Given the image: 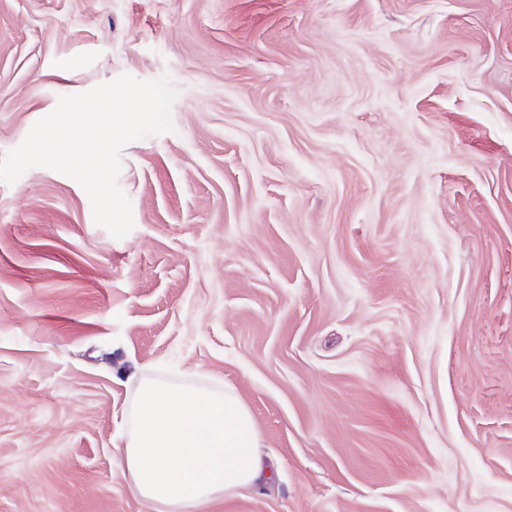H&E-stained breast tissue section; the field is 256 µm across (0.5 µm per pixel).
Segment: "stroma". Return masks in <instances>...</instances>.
<instances>
[{
  "mask_svg": "<svg viewBox=\"0 0 512 512\" xmlns=\"http://www.w3.org/2000/svg\"><path fill=\"white\" fill-rule=\"evenodd\" d=\"M124 73L180 90L124 239L0 183V512H154L134 363L248 405L211 512H512V0H0V155Z\"/></svg>",
  "mask_w": 512,
  "mask_h": 512,
  "instance_id": "stroma-1",
  "label": "stroma"
}]
</instances>
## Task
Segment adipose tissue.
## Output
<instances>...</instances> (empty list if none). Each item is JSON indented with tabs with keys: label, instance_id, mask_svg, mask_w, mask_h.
I'll return each instance as SVG.
<instances>
[{
	"label": "adipose tissue",
	"instance_id": "ef3b65f1",
	"mask_svg": "<svg viewBox=\"0 0 512 512\" xmlns=\"http://www.w3.org/2000/svg\"><path fill=\"white\" fill-rule=\"evenodd\" d=\"M131 417L121 474L155 512H208L272 477L251 411L233 389L143 380Z\"/></svg>",
	"mask_w": 512,
	"mask_h": 512
}]
</instances>
